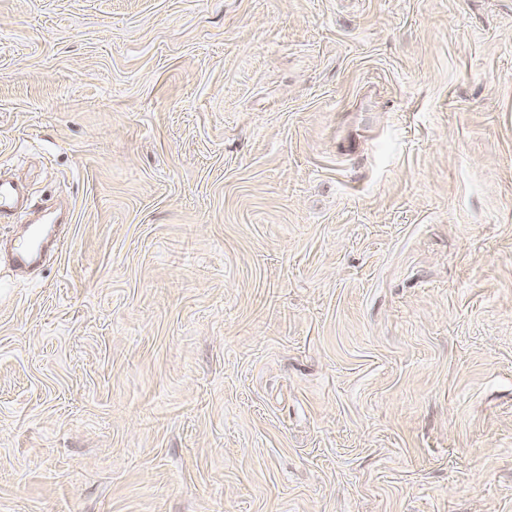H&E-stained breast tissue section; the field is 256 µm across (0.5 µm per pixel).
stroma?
Listing matches in <instances>:
<instances>
[{"mask_svg":"<svg viewBox=\"0 0 512 512\" xmlns=\"http://www.w3.org/2000/svg\"><path fill=\"white\" fill-rule=\"evenodd\" d=\"M0 512H512V0H0ZM55 226V224H48V227L35 229L31 243L23 244L14 251L12 266L14 268H27L36 265L41 261L49 245H55L57 249L62 243L64 235L57 237Z\"/></svg>","mask_w":512,"mask_h":512,"instance_id":"1","label":"stroma"}]
</instances>
